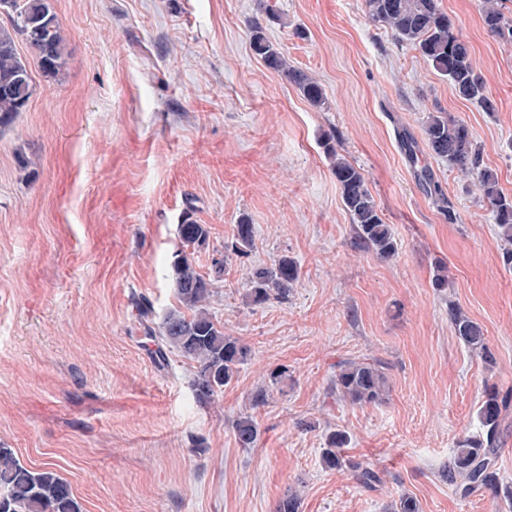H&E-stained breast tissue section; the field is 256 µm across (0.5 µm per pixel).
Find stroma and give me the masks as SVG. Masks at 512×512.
Returning <instances> with one entry per match:
<instances>
[{
  "label": "stroma",
  "instance_id": "stroma-1",
  "mask_svg": "<svg viewBox=\"0 0 512 512\" xmlns=\"http://www.w3.org/2000/svg\"><path fill=\"white\" fill-rule=\"evenodd\" d=\"M481 3L440 0L493 113L370 22L364 0H53L66 64L34 70L27 107L0 129V444L52 465L84 512H275L291 491L300 512H394L404 496L420 512H512L511 499L463 497L442 477L457 441L481 431L485 389L512 388V266L471 178L423 145L409 160L398 139L448 113L512 196V42L488 34ZM255 21L322 86L324 108L253 54ZM328 140L361 167L393 260L351 247ZM425 169L455 221L424 191ZM189 200L211 228L201 272L241 219L255 232L209 304L250 351L209 407L187 360H154L135 310L177 304L169 271ZM284 255L300 271L288 299L249 306V271ZM452 302L482 326L496 369L455 336ZM372 358L390 365L386 400L340 399L339 363ZM281 367L287 378L253 407ZM247 415L252 448L233 431ZM334 431L380 485L324 465ZM234 434L242 448L255 447L259 438V427L252 416H242L236 420Z\"/></svg>",
  "mask_w": 512,
  "mask_h": 512
}]
</instances>
